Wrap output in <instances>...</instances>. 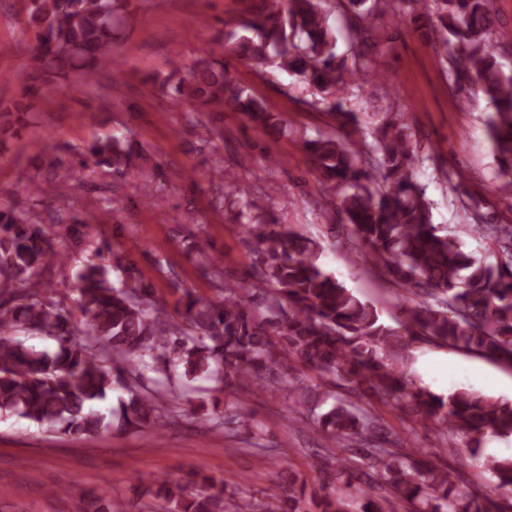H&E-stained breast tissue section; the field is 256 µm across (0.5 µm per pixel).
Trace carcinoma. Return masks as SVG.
I'll use <instances>...</instances> for the list:
<instances>
[{"mask_svg": "<svg viewBox=\"0 0 512 512\" xmlns=\"http://www.w3.org/2000/svg\"><path fill=\"white\" fill-rule=\"evenodd\" d=\"M131 0H29L25 14L34 45L25 93L91 86L112 65L115 34L127 20ZM405 0H262L214 44L246 63L262 79L276 67L313 85L338 122L340 135L320 134L304 147L321 175L323 195L331 197L345 230L344 243L368 251L371 259L414 306L407 324L387 325L378 309L330 275L320 262L321 247L285 224L252 214L246 202L237 213L252 239L247 275L264 291L260 302L248 289L224 283V297L204 298L189 288L174 307L141 277L136 264L104 244L98 261L77 274L78 296L69 306L45 295L36 272L65 262L40 224L0 207V414L17 415L63 434L94 436L112 428L160 430L168 418L157 393L142 390L141 371L157 380L170 366H182L189 381L212 380L216 389L252 385L263 392L280 378L286 360H295L336 380L358 397H371L422 421L435 420L451 438L463 435L469 458L490 474L499 499L462 497L453 491L452 473L399 452L369 444L378 428L374 414L351 402H338L323 414L321 428L348 453L325 476L338 496L320 502L321 512H386L361 488L353 458L382 472L398 494L416 503V512H512V456L481 460L488 436H512V401L475 389L446 396L417 384L393 366L419 336H428L512 367V224H495L473 212L465 228L489 243L494 260L477 258L459 237L432 221L431 204L416 180L418 159L404 115L395 112L370 132L365 151L355 146L357 113L347 96L376 74L367 54L375 20L399 16ZM435 16L433 47L449 51L453 83L489 105L486 120L503 186L512 188V70L500 53L512 42L495 27L494 0H418ZM344 19L349 51L337 53V30L330 16ZM170 96L209 112H240L266 133L283 134L281 119L249 89L229 77L228 63L215 51L182 75L179 62L163 82ZM30 124L28 107L17 102L0 112V137ZM137 150L126 136H104L79 154L72 177L90 166L122 175ZM80 312L83 321L75 319ZM46 335L53 352L25 344L23 336ZM128 392L118 407L101 409L114 387ZM224 424L252 429V416L233 402ZM163 512H243L224 501V489L201 476L187 491L163 479L147 488ZM267 512H302L295 496L274 497Z\"/></svg>", "mask_w": 512, "mask_h": 512, "instance_id": "carcinoma-1", "label": "carcinoma"}]
</instances>
